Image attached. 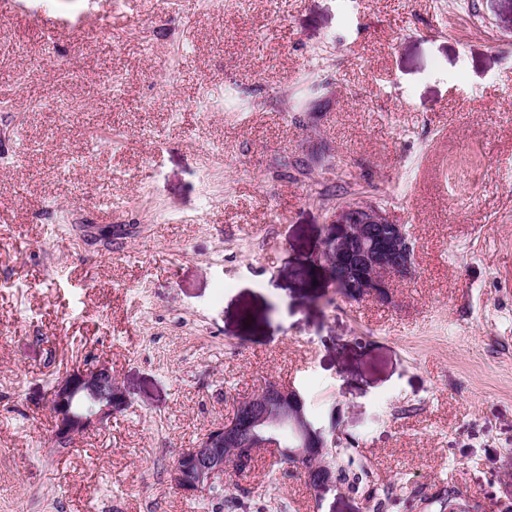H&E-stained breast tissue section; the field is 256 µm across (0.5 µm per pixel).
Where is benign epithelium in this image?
Returning <instances> with one entry per match:
<instances>
[{"label":"benign epithelium","instance_id":"benign-epithelium-1","mask_svg":"<svg viewBox=\"0 0 512 512\" xmlns=\"http://www.w3.org/2000/svg\"><path fill=\"white\" fill-rule=\"evenodd\" d=\"M414 249L407 225L396 223L376 204L353 201L329 217L319 261L347 298L390 305L395 281L414 272ZM125 402V392L109 367H74L50 391L55 445L70 447L82 434L103 426ZM285 429L287 445L282 440ZM331 444H336V428L327 429L309 418L300 391L267 380L235 401L227 421L179 453L169 472L170 484L186 496L222 486L225 477L250 472L256 449L261 448L303 476L317 494L336 481L335 467L325 458Z\"/></svg>","mask_w":512,"mask_h":512}]
</instances>
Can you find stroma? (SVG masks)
<instances>
[{
    "mask_svg": "<svg viewBox=\"0 0 512 512\" xmlns=\"http://www.w3.org/2000/svg\"><path fill=\"white\" fill-rule=\"evenodd\" d=\"M509 112L512 0L0 9V512H512ZM354 200L415 237L394 306L317 259ZM94 363L127 403L56 448L48 393ZM267 380L345 477L272 486L263 451L223 499L174 490Z\"/></svg>",
    "mask_w": 512,
    "mask_h": 512,
    "instance_id": "stroma-1",
    "label": "stroma"
}]
</instances>
